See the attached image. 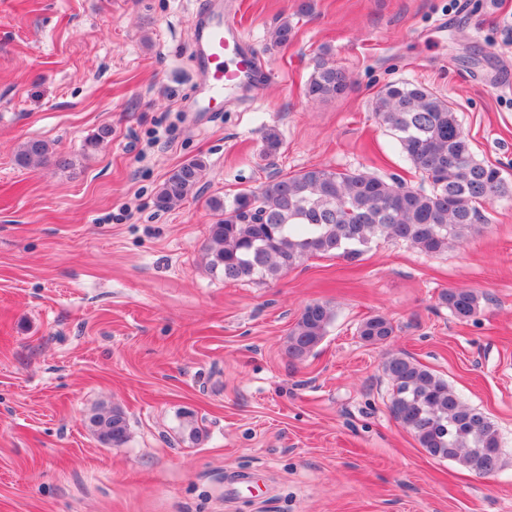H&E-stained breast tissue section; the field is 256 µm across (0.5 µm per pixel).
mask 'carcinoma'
I'll return each mask as SVG.
<instances>
[{
	"instance_id": "carcinoma-1",
	"label": "carcinoma",
	"mask_w": 512,
	"mask_h": 512,
	"mask_svg": "<svg viewBox=\"0 0 512 512\" xmlns=\"http://www.w3.org/2000/svg\"><path fill=\"white\" fill-rule=\"evenodd\" d=\"M294 27L283 18L272 32L273 42L286 46ZM319 57L305 95L315 101L344 94L349 75ZM375 122L392 139L402 160L418 172L428 188H414L365 170L313 166L294 174H275L260 191L243 190L226 200L212 196L207 207L215 217L208 229L209 266L227 282L272 280L313 255L355 260L380 240L411 245L426 254H440L466 239L487 222L480 211L505 194L499 168L478 160L453 103L430 87L413 81L391 82L373 99ZM282 144L278 130L265 129L263 155L275 156ZM55 157L49 144L30 139L17 161L42 164ZM207 165L191 159L169 172L154 204L167 209L193 194ZM484 295L474 289L450 288L439 304L454 318L469 321L481 313ZM335 313L321 302L307 304L288 336V356L301 360L321 344ZM391 321L367 318L359 336L372 344L393 336ZM383 371L393 381L391 410L429 455L457 462L479 476L501 468V440L494 423L480 410L464 404L442 377L406 354L390 355ZM99 440L122 444L128 437L125 413L114 407L90 418Z\"/></svg>"
}]
</instances>
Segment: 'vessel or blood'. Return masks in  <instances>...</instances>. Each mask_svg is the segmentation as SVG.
<instances>
[{"mask_svg":"<svg viewBox=\"0 0 512 512\" xmlns=\"http://www.w3.org/2000/svg\"><path fill=\"white\" fill-rule=\"evenodd\" d=\"M236 14V9L213 0L208 16L196 23L191 34L195 54L205 68L195 91L200 111L221 103L225 93L266 73L259 56L244 41Z\"/></svg>","mask_w":512,"mask_h":512,"instance_id":"obj_1","label":"vessel or blood"}]
</instances>
